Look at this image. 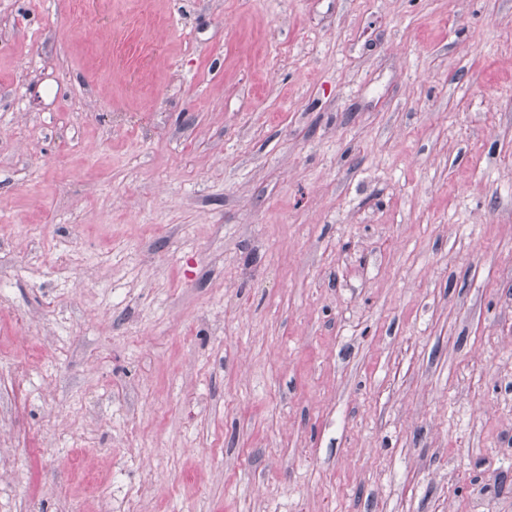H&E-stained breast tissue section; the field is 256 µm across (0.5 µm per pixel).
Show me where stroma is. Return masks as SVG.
Listing matches in <instances>:
<instances>
[{
    "instance_id": "stroma-1",
    "label": "stroma",
    "mask_w": 512,
    "mask_h": 512,
    "mask_svg": "<svg viewBox=\"0 0 512 512\" xmlns=\"http://www.w3.org/2000/svg\"><path fill=\"white\" fill-rule=\"evenodd\" d=\"M512 512V0H0V512Z\"/></svg>"
}]
</instances>
